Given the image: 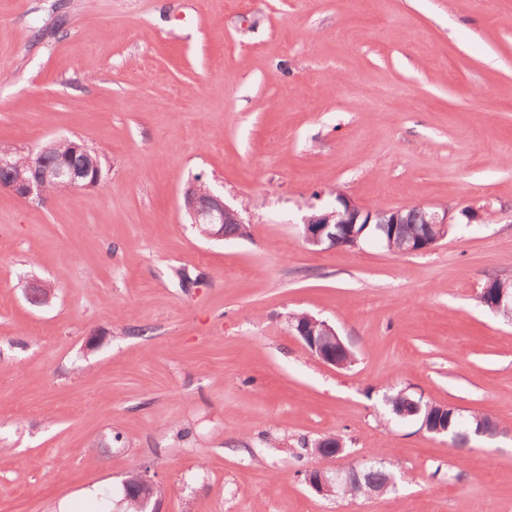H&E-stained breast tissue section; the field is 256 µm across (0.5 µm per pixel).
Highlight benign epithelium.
<instances>
[{"label":"benign epithelium","mask_w":512,"mask_h":512,"mask_svg":"<svg viewBox=\"0 0 512 512\" xmlns=\"http://www.w3.org/2000/svg\"><path fill=\"white\" fill-rule=\"evenodd\" d=\"M52 155L47 163L43 158ZM18 151L6 147L0 149V187L10 190L23 200L42 201L49 191L60 188L73 190L96 186L102 179V166L90 162L91 150L81 141L59 137L47 141L28 156L25 166H20ZM202 180H192L183 190V208L189 223L207 239H224V224L231 221L244 223L246 206L231 205L213 189H200ZM338 206L318 215L304 218L303 237L312 247L332 249L360 244L364 233L361 226H375L378 237L387 242L390 252L419 254L432 249L448 236V226L454 223L452 213L446 207L423 209L424 225L414 231L405 229L408 219L404 209L371 210L360 206L347 197H337ZM25 295L33 306L47 304L52 288L43 281H29L24 284ZM306 348L322 362L337 367H346L340 355L348 347L336 329L327 321L306 314L292 325ZM341 473L333 475L314 469L310 471L306 484L315 494L329 496L334 489L343 485ZM154 481L147 475L140 476L138 483L124 487L123 501H133L139 512H148L152 500Z\"/></svg>","instance_id":"benign-epithelium-1"}]
</instances>
